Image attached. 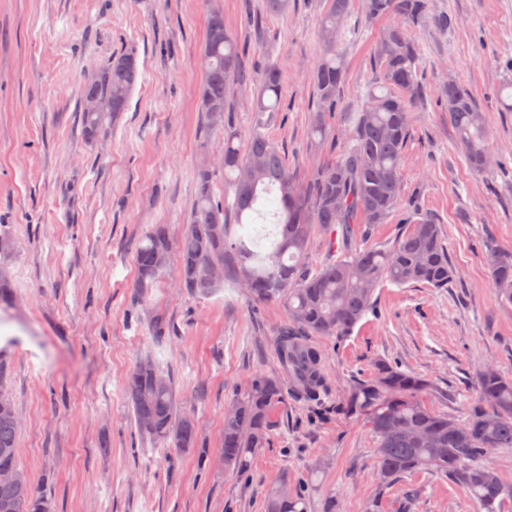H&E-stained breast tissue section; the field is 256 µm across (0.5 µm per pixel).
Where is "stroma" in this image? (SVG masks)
I'll list each match as a JSON object with an SVG mask.
<instances>
[{"label":"stroma","mask_w":512,"mask_h":512,"mask_svg":"<svg viewBox=\"0 0 512 512\" xmlns=\"http://www.w3.org/2000/svg\"><path fill=\"white\" fill-rule=\"evenodd\" d=\"M326 5L289 0L270 15L266 0H0V224L13 243L8 269L18 298L0 334L15 340L9 388L20 462L45 485L54 512H264L267 490L282 482L302 491L308 512H322L329 496L338 512H367L372 501L377 512H395L410 489L418 492L412 512H477L464 488L428 470L378 489V438L365 417L348 412L346 397L392 365L431 379L436 390L425 403L462 420L479 369L512 377V303L497 298L488 270L490 248L512 251V172L490 183L470 169L439 96L448 81L466 86L485 115L493 158L512 165V112L490 102L512 78V0H430L432 13L453 16V28L407 29L427 95L410 107L400 204L371 226L368 242L391 246L405 217L429 216L442 228L452 282L384 283L348 335L313 337L327 390L314 401L286 396L246 472L219 459L224 408L255 374L281 376L275 332L285 310L255 304L230 283L196 298L171 273L146 308L129 301L143 231L165 224L179 235L198 164L224 152L223 132L203 129L198 99L211 10L223 13L243 56L230 113L239 144L253 130L261 70L273 64L281 106L265 132L290 171L306 180L342 150L375 84L373 49L387 23L350 0L338 42L341 101L317 146L308 136L310 74L323 54ZM250 11L265 15L262 33L246 25ZM122 52L138 65L129 108L88 145L84 81ZM150 309L167 323L164 339L152 333ZM147 354L196 420L206 464L197 451L139 437L124 383Z\"/></svg>","instance_id":"35a3bbf8"}]
</instances>
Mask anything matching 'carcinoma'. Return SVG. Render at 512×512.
<instances>
[{
  "mask_svg": "<svg viewBox=\"0 0 512 512\" xmlns=\"http://www.w3.org/2000/svg\"><path fill=\"white\" fill-rule=\"evenodd\" d=\"M365 9L371 20L399 19L374 49L378 84L385 92L370 94L357 113L350 144L336 161L317 167L304 182L262 132L265 113L278 111L281 100V74L273 64L261 72L262 91L252 107L253 134L246 147L235 145L237 133L226 126L225 113L231 109L227 89L230 82L239 81L242 60L234 36L224 27V15L218 10L209 13L199 96L206 128L224 130L221 169L224 181L235 189L234 202L226 207L214 200L215 170L204 163L197 168L192 211L179 238L172 239L168 225L154 224L136 250V306L146 304L167 268L157 263L158 256L169 259L174 247L180 284L190 293L209 296L230 277L253 301L282 305L288 323L276 331L279 364L293 383L291 393L309 401L318 399L324 388L322 353L310 343L311 337L349 334L373 310L375 291L386 281L446 288L453 279L441 228L427 216L409 221L388 248L360 246L370 227L385 223L401 199L409 105L423 96L417 49L402 23L425 22L429 6L428 0H365ZM349 11L350 0H328L320 21L324 52L311 73L316 102L309 124L313 141L327 139V115L336 111L341 98L345 71L336 42ZM137 76L135 56L119 53L86 80L80 120L88 143L98 140L105 121L128 109ZM441 98L471 170L484 175L506 170L505 163L492 162L484 116L469 90L450 81ZM92 100L109 101L112 109L89 112ZM272 190L280 238L260 258L248 246L246 234L235 238L232 228L253 223L259 195ZM316 231L326 237L332 258L313 271L305 255ZM488 266L497 297L512 303V252L490 249ZM13 305L12 283L0 265V310ZM9 371L0 352V512H52L46 490L15 479L20 469L19 422L8 389ZM476 386L463 421L424 403L423 396L433 391L429 379L394 366H381L373 379L353 388L348 410L367 416L379 437L380 489L406 474L430 469L467 490L478 512H503L512 486L503 482L490 458L501 448H512V379L487 367L478 371ZM126 392L142 437L184 451L197 446L195 420L179 412L173 380L152 357L140 359L128 373ZM283 396L280 380L261 374L251 380L243 398L227 407L219 448L226 468L247 470L249 456L267 441L271 412ZM265 512H307L306 498L289 489L285 480L267 491Z\"/></svg>",
  "mask_w": 512,
  "mask_h": 512,
  "instance_id": "obj_1",
  "label": "carcinoma"
}]
</instances>
